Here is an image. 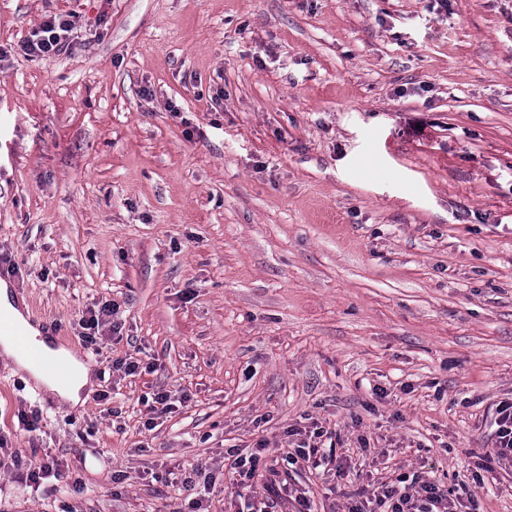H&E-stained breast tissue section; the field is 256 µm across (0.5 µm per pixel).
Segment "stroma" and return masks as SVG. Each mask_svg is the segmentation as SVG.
Instances as JSON below:
<instances>
[{
  "instance_id": "1",
  "label": "stroma",
  "mask_w": 512,
  "mask_h": 512,
  "mask_svg": "<svg viewBox=\"0 0 512 512\" xmlns=\"http://www.w3.org/2000/svg\"><path fill=\"white\" fill-rule=\"evenodd\" d=\"M0 45L14 290L81 356L76 316L120 307L80 408L0 359V512H226L227 449L315 424L357 465L293 473L321 512L416 471L512 512L476 468L512 398V0H0ZM72 15L51 13L23 41V50L29 57L46 58L66 51L74 29ZM26 469V480L32 484H39L41 480L54 477L58 479L60 477L58 464L53 458L29 460L25 464Z\"/></svg>"
}]
</instances>
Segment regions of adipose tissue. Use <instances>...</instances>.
Listing matches in <instances>:
<instances>
[{"mask_svg":"<svg viewBox=\"0 0 512 512\" xmlns=\"http://www.w3.org/2000/svg\"><path fill=\"white\" fill-rule=\"evenodd\" d=\"M45 352L52 359L64 362L69 367L70 374L67 380H58L50 373L33 368L25 358L18 354L9 339L0 340L1 358L12 362L18 371L29 373L52 398L66 404H78L83 391L92 384L91 368L81 362L74 352L57 342L53 341L46 345Z\"/></svg>","mask_w":512,"mask_h":512,"instance_id":"ef3b65f1","label":"adipose tissue"}]
</instances>
